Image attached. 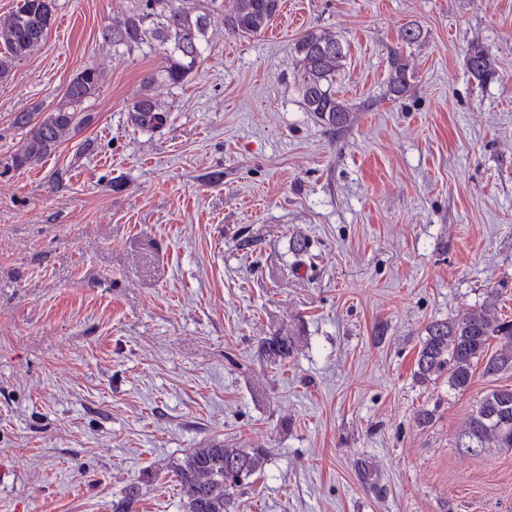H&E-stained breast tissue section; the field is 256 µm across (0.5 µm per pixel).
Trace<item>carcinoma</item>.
I'll return each instance as SVG.
<instances>
[{
	"label": "carcinoma",
	"instance_id": "carcinoma-1",
	"mask_svg": "<svg viewBox=\"0 0 512 512\" xmlns=\"http://www.w3.org/2000/svg\"><path fill=\"white\" fill-rule=\"evenodd\" d=\"M56 0H21L17 8L0 21V82L7 80L16 65L37 51L51 29ZM220 0H133V6L117 25L100 30L101 40L118 53L148 49L162 51L166 65L143 77L128 107L131 122L153 130L164 122L163 107L153 93L154 85L184 84L201 62L208 30L218 16ZM280 0H229L224 4V31L232 37H247L263 31L278 11ZM298 64V90L306 111L312 113L335 137L342 136L351 121V108L336 97V73L346 58L336 35L319 29L306 30L294 43ZM389 94L398 99L411 89L408 64L401 51H390ZM467 70L477 81L494 75L487 52L479 46L467 55ZM103 73L86 68L66 86L60 102L49 112L35 108L20 112L13 125L24 131L21 146L12 155L16 169L39 164L58 146L91 124L93 116L84 110L101 83ZM495 338L502 344L489 352ZM268 355L285 358L291 343L273 337L263 342ZM482 365L485 376L512 370V320H507L489 302L450 320H435L426 328L417 354L414 378L423 385L440 379L448 388L467 390ZM473 443L472 454L488 448H512V387L500 386L485 392L458 432L455 447ZM269 451L248 448L235 441H214L188 452L172 465V475L185 490V512H229L234 491L264 470ZM363 486L380 493L376 472L365 461L356 464ZM141 487L133 483L112 503V512H135Z\"/></svg>",
	"mask_w": 512,
	"mask_h": 512
}]
</instances>
